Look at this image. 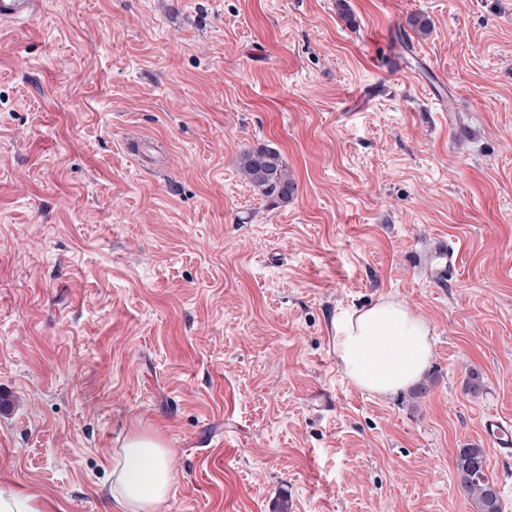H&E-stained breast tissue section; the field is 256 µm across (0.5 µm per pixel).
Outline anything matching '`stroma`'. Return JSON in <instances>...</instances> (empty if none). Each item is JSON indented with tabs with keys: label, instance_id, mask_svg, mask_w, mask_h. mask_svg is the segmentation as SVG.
<instances>
[{
	"label": "stroma",
	"instance_id": "35a3bbf8",
	"mask_svg": "<svg viewBox=\"0 0 512 512\" xmlns=\"http://www.w3.org/2000/svg\"><path fill=\"white\" fill-rule=\"evenodd\" d=\"M260 144L288 203L239 174ZM442 236L447 290L417 261ZM385 298L431 329L424 395L338 358ZM489 413L512 418V0H41L0 30V485L115 512L147 434L172 451L159 512H475V445L512 512ZM459 254L455 240L446 237L432 239L421 264L425 280L436 288H448V283L457 277L459 271Z\"/></svg>",
	"mask_w": 512,
	"mask_h": 512
}]
</instances>
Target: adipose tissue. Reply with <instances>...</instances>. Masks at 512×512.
<instances>
[{
    "label": "adipose tissue",
    "mask_w": 512,
    "mask_h": 512,
    "mask_svg": "<svg viewBox=\"0 0 512 512\" xmlns=\"http://www.w3.org/2000/svg\"><path fill=\"white\" fill-rule=\"evenodd\" d=\"M336 352L357 387L387 397L425 371L430 328L404 303L388 298L343 320ZM173 480L168 449L154 437L135 434L123 444L112 500L121 512H156Z\"/></svg>",
    "instance_id": "adipose-tissue-1"
}]
</instances>
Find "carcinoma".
<instances>
[{"mask_svg": "<svg viewBox=\"0 0 512 512\" xmlns=\"http://www.w3.org/2000/svg\"><path fill=\"white\" fill-rule=\"evenodd\" d=\"M239 170L261 196L275 202L288 201L295 184L288 177L280 152L272 147L258 146L243 153ZM482 448H460L456 455L459 484L475 502L477 512H502V503L493 479L484 470Z\"/></svg>", "mask_w": 512, "mask_h": 512, "instance_id": "carcinoma-1", "label": "carcinoma"}]
</instances>
